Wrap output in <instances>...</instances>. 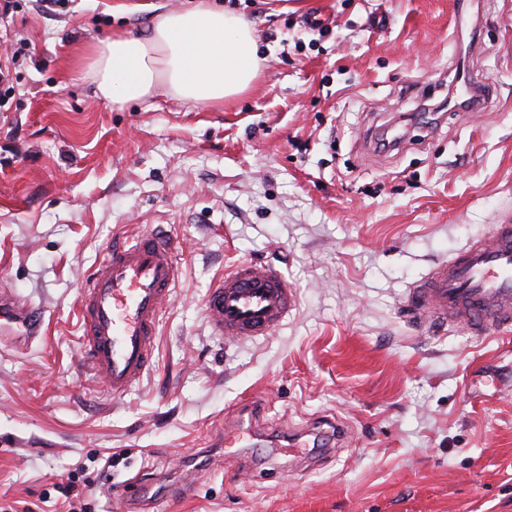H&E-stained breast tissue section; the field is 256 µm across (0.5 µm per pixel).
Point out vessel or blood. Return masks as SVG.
<instances>
[{"instance_id":"b4317fda","label":"vessel or blood","mask_w":512,"mask_h":512,"mask_svg":"<svg viewBox=\"0 0 512 512\" xmlns=\"http://www.w3.org/2000/svg\"><path fill=\"white\" fill-rule=\"evenodd\" d=\"M178 255L165 231L117 239L82 289L80 355L113 396L126 394L153 366L163 308L180 275ZM296 303L295 289L275 266L244 263L211 283L206 314L214 333L233 343L268 335ZM399 307L416 326L461 328L479 340L512 328V217L435 261ZM43 336L42 309L0 289V344L29 346Z\"/></svg>"}]
</instances>
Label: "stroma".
Wrapping results in <instances>:
<instances>
[{
	"instance_id": "1",
	"label": "stroma",
	"mask_w": 512,
	"mask_h": 512,
	"mask_svg": "<svg viewBox=\"0 0 512 512\" xmlns=\"http://www.w3.org/2000/svg\"><path fill=\"white\" fill-rule=\"evenodd\" d=\"M268 65L211 107L158 86L94 92L80 46L141 35L191 0H16L0 14V283L46 335L0 350V507L68 512H512V332L415 330L397 301L512 212V0H220ZM478 112L425 125L458 68ZM413 121L381 151L383 129ZM169 230L181 276L154 365L115 398L79 356L81 287L115 237ZM273 263L297 305L225 343L213 279ZM246 447L228 446L246 406ZM340 441L293 466L283 436ZM115 459L106 467V459ZM193 498L178 496L183 471Z\"/></svg>"
}]
</instances>
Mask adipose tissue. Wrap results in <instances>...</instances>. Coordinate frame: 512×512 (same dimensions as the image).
I'll return each instance as SVG.
<instances>
[{
	"label": "adipose tissue",
	"instance_id": "1",
	"mask_svg": "<svg viewBox=\"0 0 512 512\" xmlns=\"http://www.w3.org/2000/svg\"><path fill=\"white\" fill-rule=\"evenodd\" d=\"M263 65L250 23L210 0L159 14L146 35L113 36L91 61L97 94L115 104L162 84L180 99L220 105L249 89Z\"/></svg>",
	"mask_w": 512,
	"mask_h": 512
}]
</instances>
